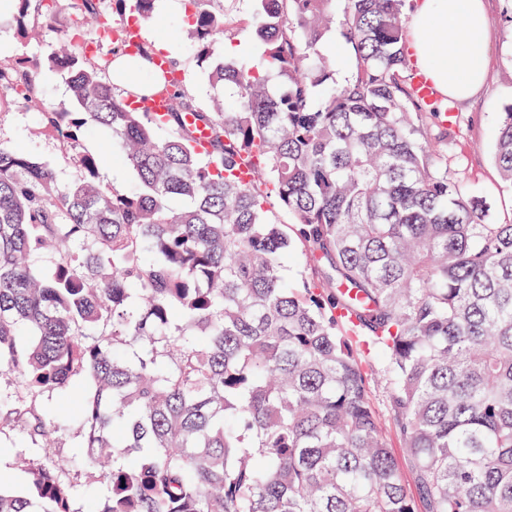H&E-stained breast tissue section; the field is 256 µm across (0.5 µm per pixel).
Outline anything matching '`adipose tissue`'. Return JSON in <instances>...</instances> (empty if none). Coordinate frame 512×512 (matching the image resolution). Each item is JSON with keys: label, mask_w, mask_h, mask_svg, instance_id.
Returning <instances> with one entry per match:
<instances>
[{"label": "adipose tissue", "mask_w": 512, "mask_h": 512, "mask_svg": "<svg viewBox=\"0 0 512 512\" xmlns=\"http://www.w3.org/2000/svg\"><path fill=\"white\" fill-rule=\"evenodd\" d=\"M407 45L441 97L481 92L489 68L483 0H420L408 23Z\"/></svg>", "instance_id": "obj_1"}]
</instances>
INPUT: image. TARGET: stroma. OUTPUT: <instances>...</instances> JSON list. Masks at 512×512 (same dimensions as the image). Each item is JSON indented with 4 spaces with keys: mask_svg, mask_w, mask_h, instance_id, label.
<instances>
[{
    "mask_svg": "<svg viewBox=\"0 0 512 512\" xmlns=\"http://www.w3.org/2000/svg\"><path fill=\"white\" fill-rule=\"evenodd\" d=\"M490 34L487 88L468 101H454V117L448 131L452 144L448 150V171L458 178L469 194L482 198L489 207L490 220L496 224L512 222V189L502 182L494 163L495 132L501 114L512 103V18L506 14L507 0H485ZM138 35L143 46L153 48L164 42L175 52L181 70L184 89L192 93L198 110H208L211 88L207 71L197 61L182 32L185 19L178 10H168L162 19L138 20ZM39 116L16 107L0 112V142L36 156L55 168L60 181H67L72 172V153L53 138L38 134ZM105 133L92 126L84 134L81 146L100 154V179L110 188L130 189L135 175L112 153L103 151ZM51 420L55 426L50 458L72 459L70 478L82 486L81 495L74 502L75 512H85L89 501L104 502L109 485L99 477L89 457L79 454L82 426L72 398L53 393L47 395ZM0 466L6 467L5 490L26 493L30 475L22 465L35 451L20 428L0 432Z\"/></svg>",
    "mask_w": 512,
    "mask_h": 512,
    "instance_id": "1",
    "label": "stroma"
}]
</instances>
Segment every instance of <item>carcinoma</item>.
<instances>
[{"label":"carcinoma","instance_id":"carcinoma-1","mask_svg":"<svg viewBox=\"0 0 512 512\" xmlns=\"http://www.w3.org/2000/svg\"><path fill=\"white\" fill-rule=\"evenodd\" d=\"M158 2L14 0L7 25L27 39L61 10L77 29L146 20ZM229 2L188 0L211 112L175 63L151 93H118L124 30L103 60L68 38L47 57L73 112L46 105L40 62L0 57V107L22 103L74 151L61 186L0 143V370L15 377L0 423L41 449L55 429L43 396L83 384L84 447L112 460L109 499L86 512H512V223H487L448 175V128L433 122L448 106L418 96L405 0H345L339 20L335 0H253L249 63L217 54L239 22ZM337 24L353 56L342 80L322 52ZM91 123L132 189L106 188L99 155L77 151ZM494 160L512 188V104ZM295 250L306 270L288 280ZM68 465L31 459L28 491L0 488V512H72Z\"/></svg>","mask_w":512,"mask_h":512}]
</instances>
